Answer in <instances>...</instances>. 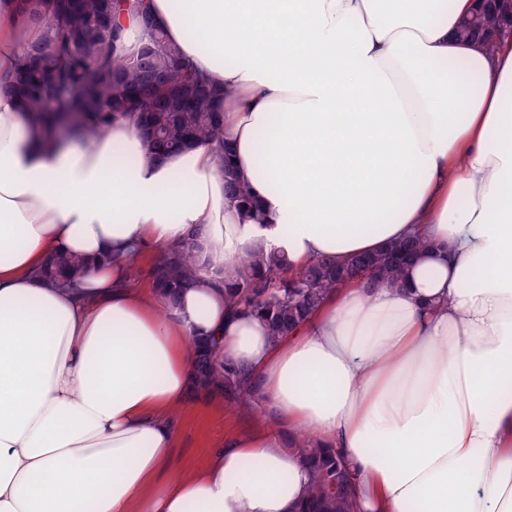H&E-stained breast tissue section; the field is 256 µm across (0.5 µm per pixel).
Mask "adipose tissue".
Wrapping results in <instances>:
<instances>
[{
  "label": "adipose tissue",
  "instance_id": "ef3b65f1",
  "mask_svg": "<svg viewBox=\"0 0 512 512\" xmlns=\"http://www.w3.org/2000/svg\"><path fill=\"white\" fill-rule=\"evenodd\" d=\"M224 89L243 219L205 147L151 158L130 121L42 148L11 84L42 27L0 0V512H303L297 438L351 468L360 512H512V39L458 41L472 0H147ZM199 233L177 302L133 282ZM401 287L341 285L281 339L230 314L242 257L343 262L408 236ZM89 264L70 287L52 253ZM278 427L172 465L191 341ZM84 260L70 253H60L50 256L40 270V275L49 280L64 283L67 276L77 272Z\"/></svg>",
  "mask_w": 512,
  "mask_h": 512
}]
</instances>
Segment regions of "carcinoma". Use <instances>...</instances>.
I'll use <instances>...</instances> for the list:
<instances>
[{
	"mask_svg": "<svg viewBox=\"0 0 512 512\" xmlns=\"http://www.w3.org/2000/svg\"><path fill=\"white\" fill-rule=\"evenodd\" d=\"M20 9L28 18L46 21L43 40L28 47L16 74L30 123L44 144L62 147L68 140H82L89 145L117 122L131 118L137 130L152 129L142 138L155 158L195 146L209 148L229 202L251 211L249 189L238 180L231 147L224 142V90L214 87L174 108L184 91L206 80L182 61L177 48L152 24L143 0H20ZM118 13L140 26L142 38L135 50L128 48L124 31L112 23ZM151 72L166 75L167 84L150 83ZM77 89L86 90L90 101L77 100ZM424 248V241L412 236L380 252L355 255L342 265L314 259L294 274L282 256L250 255L239 260L228 299L258 314L278 339L306 320L362 260L374 267L373 287H396L405 265ZM210 262V253L195 234L152 266L151 283L173 302L197 268ZM83 264L70 253L55 254L45 261L40 275L62 283ZM192 358L200 383L219 382L227 401L245 408L251 404L252 393L235 368L226 363L224 373H214L208 350L196 344ZM297 451L315 461L307 512H357L355 489L341 460L304 443Z\"/></svg>",
	"mask_w": 512,
	"mask_h": 512,
	"instance_id": "obj_1",
	"label": "carcinoma"
}]
</instances>
